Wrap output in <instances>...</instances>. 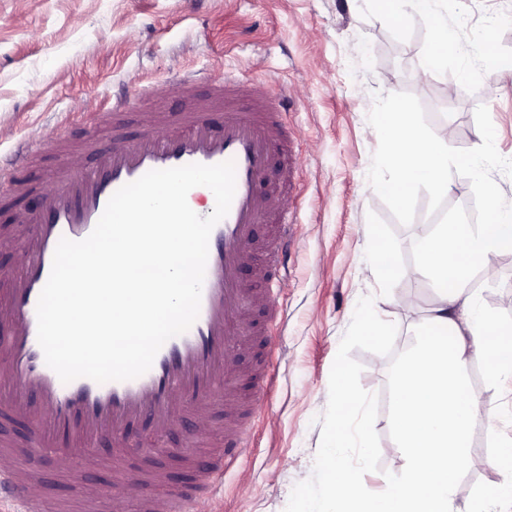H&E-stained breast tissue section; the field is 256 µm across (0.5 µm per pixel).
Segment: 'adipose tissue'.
<instances>
[{"mask_svg":"<svg viewBox=\"0 0 512 512\" xmlns=\"http://www.w3.org/2000/svg\"><path fill=\"white\" fill-rule=\"evenodd\" d=\"M377 2L398 20L411 10L433 18L434 49L423 76L433 75L456 53L457 43L442 20L444 0ZM370 134L388 144L384 161L395 172L389 190L396 204H405L421 185L437 195L450 190V131L426 132L415 113L394 104ZM502 246L512 247V212L497 214L489 224H438L415 240L419 261L411 273L429 280L438 296L418 322L414 343L391 378V424L403 460L401 475L384 490H372L343 465L342 448L333 444L323 451L328 478L314 512H456L454 490L469 463L471 425L480 411L466 377L471 355L494 359L495 377L512 380V347L490 338L493 318L464 293L476 264H484L485 275L493 276L485 261ZM489 464L506 477L490 486L470 512L512 506V438L499 443Z\"/></svg>","mask_w":512,"mask_h":512,"instance_id":"adipose-tissue-1","label":"adipose tissue"}]
</instances>
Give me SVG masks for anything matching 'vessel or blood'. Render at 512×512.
Returning <instances> with one entry per match:
<instances>
[{
  "instance_id": "obj_1",
  "label": "vessel or blood",
  "mask_w": 512,
  "mask_h": 512,
  "mask_svg": "<svg viewBox=\"0 0 512 512\" xmlns=\"http://www.w3.org/2000/svg\"><path fill=\"white\" fill-rule=\"evenodd\" d=\"M182 102L170 111L168 98ZM284 93L248 86L232 73L211 84L206 95L195 91V76L175 72L166 80L165 96L153 97L141 109L136 95L120 96L112 105L110 146L88 135L82 152L93 165L63 161L46 174L34 206L17 211L12 225L0 227V243L12 245L19 261L9 289L0 294V417L20 419L27 434L0 438V502L20 512H93L100 500L97 486L84 471L109 468L122 482L136 483L143 493L137 512H192L199 495L223 492L225 470L249 445L248 426L261 408L262 387L241 398L239 353L243 345L263 342L249 313L251 301L266 305L278 317L277 291L256 294L242 280L244 269L257 279L286 277L291 225L282 198L289 193L296 165L281 116ZM139 115L135 137L123 132V114ZM281 153L278 180H268L270 160ZM34 152L22 148L0 166V186L28 191L19 167ZM233 161L236 192L228 215L213 228L197 320L185 333L166 341L151 369L127 381L97 383L86 377L65 383L47 366L37 339L36 307L61 239L79 241L94 229L111 196L148 171L191 163ZM270 225L264 260H256L252 240L256 225ZM148 421L163 435L187 421L209 427L189 457L188 487L159 496L167 483L165 469H125L137 447L131 427ZM112 442V454H98L92 443ZM78 459L77 472L62 471L76 489L60 501L44 488L43 460Z\"/></svg>"
}]
</instances>
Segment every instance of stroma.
<instances>
[{
    "label": "stroma",
    "mask_w": 512,
    "mask_h": 512,
    "mask_svg": "<svg viewBox=\"0 0 512 512\" xmlns=\"http://www.w3.org/2000/svg\"><path fill=\"white\" fill-rule=\"evenodd\" d=\"M447 27L458 50L429 79L420 72L433 47L431 20L397 22L373 0H0V155L28 139L41 144L31 180L42 181L66 140L104 134L102 111L113 96L158 89L181 68L206 94L211 80L232 71L281 82L291 103L285 116L299 163L285 202L295 222L289 278L279 304L286 325L267 324L262 410L249 425L251 446L224 475V495L201 497L195 512H299L326 484L321 452L341 422L361 426L374 449L350 468L373 489L400 473L389 418L391 376L409 348L415 313L395 298L427 309L436 290L407 276L418 257L415 237L435 223L486 224L512 211V0H447ZM415 113L426 131L450 127L448 153L458 164L444 196L418 187L405 206L389 192L382 140L365 130L389 102ZM497 192L487 197L485 182ZM388 249L394 272L381 277L376 258ZM493 280L474 270L465 287L500 333L512 330V248L489 254ZM389 330L370 332L376 315ZM467 377L481 404L472 425L454 504L465 512L483 489L501 480L484 460L512 436V390L493 382L489 360L472 358ZM368 410L341 411L338 381ZM497 410L500 420L488 421ZM132 440L146 450L131 468L163 465L178 488L191 442L189 428Z\"/></svg>",
    "instance_id": "35a3bbf8"
}]
</instances>
